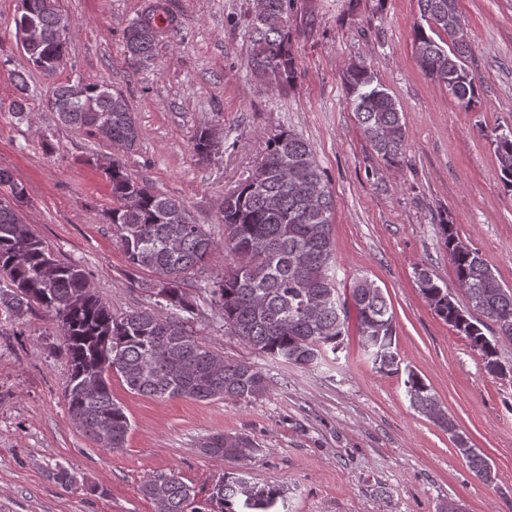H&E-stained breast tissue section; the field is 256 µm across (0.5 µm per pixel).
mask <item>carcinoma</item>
I'll list each match as a JSON object with an SVG mask.
<instances>
[{
	"mask_svg": "<svg viewBox=\"0 0 512 512\" xmlns=\"http://www.w3.org/2000/svg\"><path fill=\"white\" fill-rule=\"evenodd\" d=\"M261 12L248 22L251 69L286 92L298 78L296 56L289 44L288 20L293 0H261ZM415 26L418 65L444 85L457 101L470 107L479 76L467 65L471 54L468 31L459 27L458 0H418ZM167 9L159 0L125 30L126 48L141 64L154 58ZM64 16L56 0H19L15 26H39L41 42L24 48L28 61L52 78L63 61L67 40L57 29ZM348 105L360 132L384 161L394 164L406 149V124L394 98L362 61L349 64L342 77ZM51 109L59 121L78 132L107 127L108 139L129 148L142 130L125 99L105 95L102 84H61L51 89ZM219 138L211 127L194 137L193 149L211 156ZM498 177L512 191V130L492 141ZM112 189L109 220L128 263L155 273L145 283L167 310L142 307L120 316L90 288L79 264L56 260L25 224L21 211L25 188L13 173L0 168V311L19 321L37 305L55 314L61 324L63 351L71 366L64 391L67 413L98 447H125L131 423L123 406L112 398L111 378L95 385L103 366L112 367L127 387L157 399L257 400L269 390V377L255 365L230 361L202 345L189 322L199 315L183 288L202 274L219 248L224 271L203 279L199 287L224 320V331L257 353L301 368L337 354L355 311L361 347L373 365L386 374L399 372L395 351L396 323L382 289L367 277L353 281L342 294L336 283L331 236L335 199L310 144L292 130H282L266 143L259 166L224 195L219 207L224 244L192 219L184 203L133 180L119 161L108 168ZM439 229L448 248L457 286L465 304L433 276L418 273L420 291L435 315L470 340L488 374L507 377L512 366L498 355L499 342L512 341V288L504 286L480 252L460 240L454 225ZM410 406L448 433L472 472L486 483L494 480L487 458L458 431L429 384L414 370L404 381ZM206 454L245 462L256 451L243 435L216 434L203 445ZM155 512H244L267 508L281 497L280 488L259 487L239 473L220 478L204 502L171 473L142 486Z\"/></svg>",
	"mask_w": 512,
	"mask_h": 512,
	"instance_id": "1",
	"label": "carcinoma"
}]
</instances>
